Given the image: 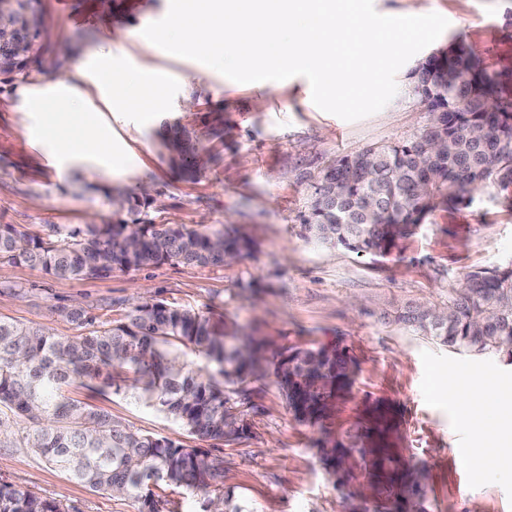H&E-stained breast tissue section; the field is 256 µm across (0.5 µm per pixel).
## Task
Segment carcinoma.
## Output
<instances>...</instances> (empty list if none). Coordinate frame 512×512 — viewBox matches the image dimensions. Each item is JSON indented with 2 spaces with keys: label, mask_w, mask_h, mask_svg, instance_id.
<instances>
[{
  "label": "carcinoma",
  "mask_w": 512,
  "mask_h": 512,
  "mask_svg": "<svg viewBox=\"0 0 512 512\" xmlns=\"http://www.w3.org/2000/svg\"><path fill=\"white\" fill-rule=\"evenodd\" d=\"M39 0H0V83L41 64ZM429 129L412 139L367 148L336 161L315 186L301 215L304 237L326 247L385 256L438 208L473 201L494 188L512 206V102L496 99V80L461 42L432 53L409 74ZM86 189L130 214L151 204L148 192L129 196L105 185ZM254 249L252 240L223 227L196 229L135 218L110 224H50L30 235L0 224V261L25 263L74 280L163 264L222 266ZM66 317L87 329L55 336L0 319V414L21 421L27 447L92 491L109 490L137 512H171L167 494L201 495V512H245L224 489V460L205 448L145 435L65 388L91 393L133 390L187 433L229 441L245 436L256 409L251 379L264 370L265 343L226 334L209 317L151 297L120 319L100 321L74 306ZM399 320L414 334L465 355L512 366V262L469 273L444 303L410 306ZM276 383L294 416L315 425L352 385L353 361L341 340L290 347L274 363ZM367 443L330 440L323 460L339 483L367 466H399L390 441L393 417L381 402L367 410ZM423 473L400 482L367 483L386 496V512H426ZM0 512H76L29 489L0 484Z\"/></svg>",
  "instance_id": "obj_1"
}]
</instances>
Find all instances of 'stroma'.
<instances>
[{"label": "stroma", "mask_w": 512, "mask_h": 512, "mask_svg": "<svg viewBox=\"0 0 512 512\" xmlns=\"http://www.w3.org/2000/svg\"><path fill=\"white\" fill-rule=\"evenodd\" d=\"M170 0H42L44 52L30 72L0 84V224L37 234L47 224H100L113 208L85 191L104 183L148 190L143 218L198 229L226 226L251 239V253L221 267L162 265L73 280L24 263L0 262V317L58 336L79 334L60 316L80 305L100 320L121 318L138 298L190 308L263 339L268 355L292 345L341 340L356 363L354 383L323 426L297 421L273 376L254 381L249 433L222 445L224 485L250 512H349L355 499L320 459L319 443L360 433L375 401L394 406L395 442L423 468L427 512H512V366L459 354L396 321L408 305L446 301L467 274L512 262V209L495 190L471 204L429 214L415 234L380 257L325 248L303 238L300 216L315 185L342 156L420 133L428 114L402 67L398 92L380 112L354 122L314 105L309 81L238 83L197 61L161 50L142 35ZM384 15L418 10L449 21L436 47L463 42L496 75L512 102V0H374ZM76 87L97 113L111 155L69 160L54 138L65 114L37 112ZM140 98L130 110L125 98ZM181 134L206 163L189 174L165 146ZM468 380L495 385V431L461 418L457 395ZM73 399L112 414L130 429L193 446L196 438L131 392ZM21 426L0 430V483L31 489L78 512H136L131 500L91 491L25 446ZM469 463H461V456Z\"/></svg>", "instance_id": "stroma-1"}]
</instances>
